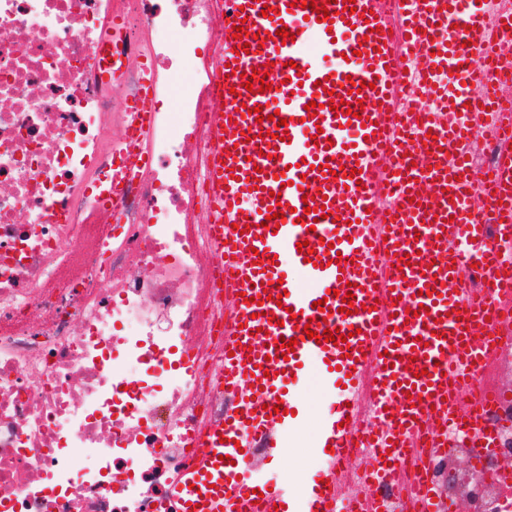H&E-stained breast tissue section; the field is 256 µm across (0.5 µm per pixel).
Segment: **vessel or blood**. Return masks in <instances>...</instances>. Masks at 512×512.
Listing matches in <instances>:
<instances>
[{"instance_id":"1","label":"vessel or blood","mask_w":512,"mask_h":512,"mask_svg":"<svg viewBox=\"0 0 512 512\" xmlns=\"http://www.w3.org/2000/svg\"><path fill=\"white\" fill-rule=\"evenodd\" d=\"M271 17H263L264 6ZM329 18L291 0H224V53L220 95L211 127L209 224L218 264L232 297L224 329V391L243 377L253 388L244 407L228 409L211 427L204 451L174 489L180 512H274L294 501L301 512H342L334 481L355 443L383 441L389 462L403 457L410 436L445 420L476 447L494 438L487 411L496 388L485 378L496 337L476 342L485 318L503 309L512 292L500 247L512 238V153L493 175L498 191L471 205L468 185L480 174L462 147L473 125L434 128L448 149L426 151V164L408 166L400 186H386L380 170L392 163L389 140L393 92L404 82L397 47L417 49L427 69L467 67L485 43L486 19L477 0H333ZM241 39H233L235 26ZM292 41H283L279 29ZM141 85L125 103L131 123L112 147V183L126 185L148 170L154 71L140 42L127 40L122 16H113L89 62L92 77L121 85L127 64ZM272 64L270 90H244L243 76ZM361 93H352L355 83ZM346 105L330 111L332 94ZM247 109H239V101ZM319 103L310 114L309 102ZM261 107L263 121L250 110ZM286 125L271 121V114ZM359 175H352V168ZM429 186L446 204L434 212L414 204ZM321 200L304 204V192ZM393 199L386 212L383 194ZM281 216L266 227L270 209ZM309 241L312 255L298 252ZM352 292L356 313L341 311V293ZM323 301L315 310V301ZM347 334V342H315L304 327ZM295 339L281 355L282 339ZM374 368L377 402L393 401L385 429L367 428L349 406L360 373ZM329 378L341 404L323 434L330 448L323 479L314 484L260 483L253 476L252 442L276 439L287 446L286 414L264 408L289 403L297 379Z\"/></svg>"}]
</instances>
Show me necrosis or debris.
Masks as SVG:
<instances>
[{"instance_id": "necrosis-or-debris-1", "label": "necrosis or debris", "mask_w": 512, "mask_h": 512, "mask_svg": "<svg viewBox=\"0 0 512 512\" xmlns=\"http://www.w3.org/2000/svg\"><path fill=\"white\" fill-rule=\"evenodd\" d=\"M221 0H0V512H176L171 486L207 426L236 405L224 375V281L207 230L212 62ZM150 31L155 79L183 88L177 128L153 114V164L122 218L77 195L119 102L88 61L113 13ZM192 60L203 81L183 69ZM471 99L512 86V50L491 30ZM399 109L420 93L418 55ZM493 447L444 425L416 460L442 504L512 512V397L492 408ZM472 456L476 475L453 469Z\"/></svg>"}]
</instances>
